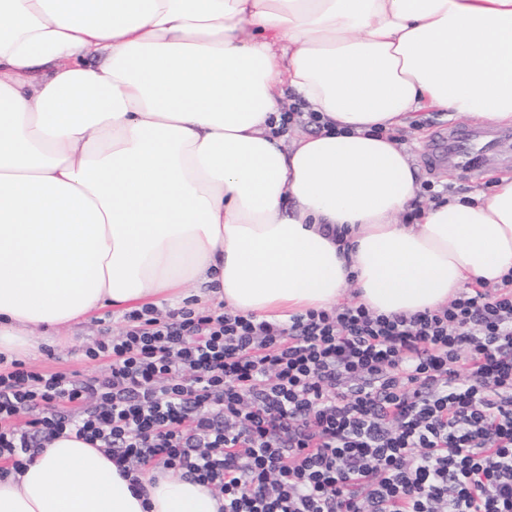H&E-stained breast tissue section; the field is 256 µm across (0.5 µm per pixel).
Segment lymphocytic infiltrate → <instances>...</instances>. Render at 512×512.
<instances>
[{"label":"lymphocytic infiltrate","instance_id":"obj_1","mask_svg":"<svg viewBox=\"0 0 512 512\" xmlns=\"http://www.w3.org/2000/svg\"><path fill=\"white\" fill-rule=\"evenodd\" d=\"M96 377L0 355V459L64 432L219 512H512V272L432 311L135 309ZM24 423H17L18 415Z\"/></svg>","mask_w":512,"mask_h":512}]
</instances>
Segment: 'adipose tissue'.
<instances>
[{
    "mask_svg": "<svg viewBox=\"0 0 512 512\" xmlns=\"http://www.w3.org/2000/svg\"><path fill=\"white\" fill-rule=\"evenodd\" d=\"M331 130L288 139L283 89ZM512 126V0H0V353L107 306L434 310L512 271V179L417 197L414 111ZM383 128L380 137L374 128ZM72 433L0 512H217Z\"/></svg>",
    "mask_w": 512,
    "mask_h": 512,
    "instance_id": "adipose-tissue-1",
    "label": "adipose tissue"
}]
</instances>
